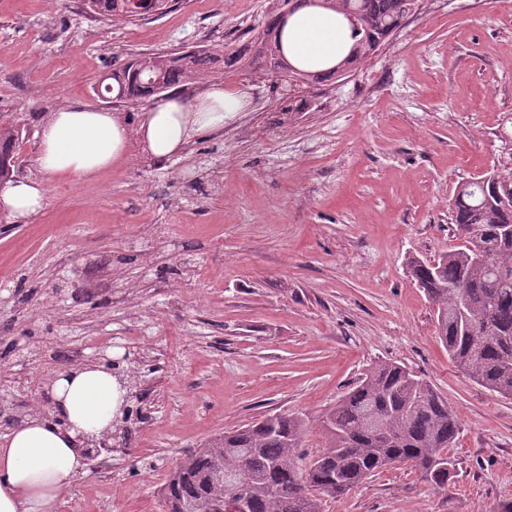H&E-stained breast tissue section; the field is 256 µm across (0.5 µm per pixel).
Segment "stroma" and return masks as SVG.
Here are the masks:
<instances>
[{
    "label": "stroma",
    "mask_w": 512,
    "mask_h": 512,
    "mask_svg": "<svg viewBox=\"0 0 512 512\" xmlns=\"http://www.w3.org/2000/svg\"><path fill=\"white\" fill-rule=\"evenodd\" d=\"M276 0H182L126 23L83 0H0V126L15 175H37L49 112L81 101L136 126L149 102H106L127 60L223 52ZM247 91L249 105L158 164L141 151L92 178L54 177L42 211L0 214V437L45 404L54 374L113 360L133 414L57 512H162L159 490L210 437L274 412L323 420L382 362L428 380L457 415L437 489L386 468L323 512H495L512 501V400L450 362L407 269L456 245L448 201L512 176V0H417L345 76L295 85L215 69L178 87ZM306 101L301 112L284 102Z\"/></svg>",
    "instance_id": "stroma-1"
}]
</instances>
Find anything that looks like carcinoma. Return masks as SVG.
Instances as JSON below:
<instances>
[{"mask_svg":"<svg viewBox=\"0 0 512 512\" xmlns=\"http://www.w3.org/2000/svg\"><path fill=\"white\" fill-rule=\"evenodd\" d=\"M108 19H142L133 0H85ZM416 0H332L351 24L355 44L342 69L329 75L294 72V80L319 83L355 69L415 9ZM308 0H282L264 26L224 66L267 72L281 58L280 11ZM218 61L204 50L142 55L110 75L112 99L141 102L205 76ZM19 132L0 136V177L10 176ZM461 244L434 260L408 258L412 279L435 307L439 339L452 363L482 387L512 399V178L489 172L461 184L448 203ZM490 262L475 259L476 251ZM329 448L305 466L298 448L307 429L298 415L264 416L203 441L166 477L163 512H211L225 496V480L241 475L249 512H322L323 499L343 495L396 463L417 468L424 481L445 489L454 475L448 449L459 422L448 402L425 379L395 363H382L351 387L324 420Z\"/></svg>","mask_w":512,"mask_h":512,"instance_id":"1","label":"carcinoma"}]
</instances>
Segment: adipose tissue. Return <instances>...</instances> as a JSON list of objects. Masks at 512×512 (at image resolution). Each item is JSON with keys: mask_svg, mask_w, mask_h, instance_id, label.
Returning a JSON list of instances; mask_svg holds the SVG:
<instances>
[{"mask_svg": "<svg viewBox=\"0 0 512 512\" xmlns=\"http://www.w3.org/2000/svg\"><path fill=\"white\" fill-rule=\"evenodd\" d=\"M352 46L343 15L322 5L298 9L282 29L289 63L325 73ZM249 103L243 91L211 84L194 99L153 103L136 127L122 115L74 103L49 113L40 130L39 175L0 184V213L28 219L45 206L48 179L91 177L125 159L132 147L155 162L185 151L206 128H220ZM46 414L26 418L0 440V512H57L86 467L85 446L111 433L123 415L127 388L102 363L62 371L48 382Z\"/></svg>", "mask_w": 512, "mask_h": 512, "instance_id": "obj_1", "label": "adipose tissue"}]
</instances>
